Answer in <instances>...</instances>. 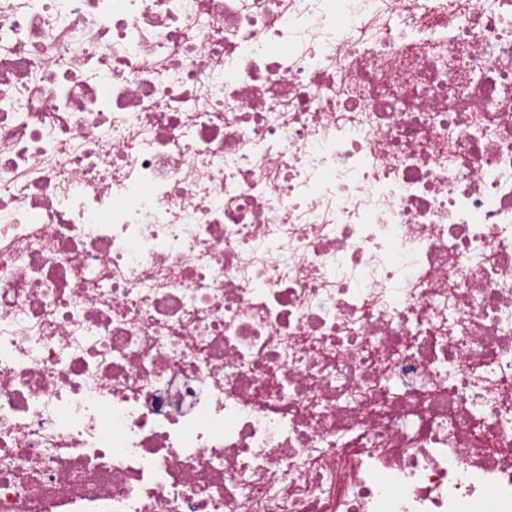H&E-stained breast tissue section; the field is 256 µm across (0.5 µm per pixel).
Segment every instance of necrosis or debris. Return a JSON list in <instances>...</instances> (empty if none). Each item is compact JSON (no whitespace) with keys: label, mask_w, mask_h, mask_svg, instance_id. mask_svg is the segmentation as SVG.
<instances>
[{"label":"necrosis or debris","mask_w":512,"mask_h":512,"mask_svg":"<svg viewBox=\"0 0 512 512\" xmlns=\"http://www.w3.org/2000/svg\"><path fill=\"white\" fill-rule=\"evenodd\" d=\"M0 512H512V0H0Z\"/></svg>","instance_id":"obj_1"}]
</instances>
